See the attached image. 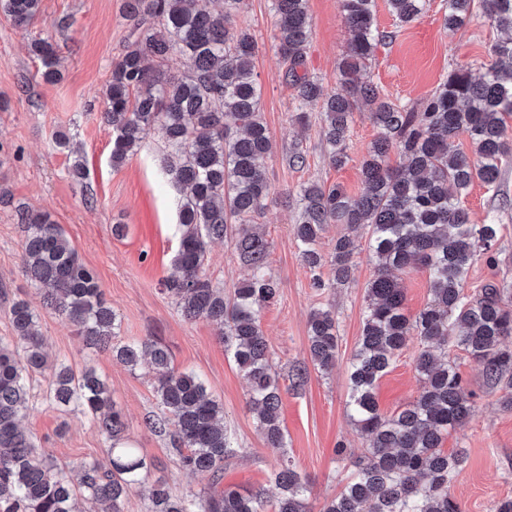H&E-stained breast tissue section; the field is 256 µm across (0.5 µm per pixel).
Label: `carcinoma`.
<instances>
[{"instance_id":"cac0c4a2","label":"carcinoma","mask_w":512,"mask_h":512,"mask_svg":"<svg viewBox=\"0 0 512 512\" xmlns=\"http://www.w3.org/2000/svg\"><path fill=\"white\" fill-rule=\"evenodd\" d=\"M244 0H126L127 17L139 36L112 68L102 93L101 122L112 130V165L120 166L153 131L164 139V169L187 190L178 204L177 274L163 291L188 321L221 327L224 353L243 372L249 405L266 444L276 453L272 479L279 489L272 505L262 495L224 485V460L235 453L224 427V410L203 380L172 366L156 339L113 342L118 328L95 272L83 264L57 224L43 212L23 210L22 270L44 306L75 327L84 341L108 351L134 370L148 362L157 374L154 391L161 416L147 420L169 437V454L181 469L209 473L211 484L189 495L171 494L151 481L153 463L124 437L126 424L113 408L107 383L94 370L75 374L63 362H49L36 329L33 303L11 306L13 335L0 336V512H81L78 500L101 502L107 512H124L133 490L146 492L149 512H313L309 479L287 453L281 425L282 397L261 312L278 295L267 272L269 243L252 226L271 189L261 160L272 142L260 112L261 85L252 60L257 43L246 30L229 27ZM429 0H387L402 24L424 13ZM474 0H446L450 27L464 24ZM488 23L505 34L491 47L493 62L478 78L455 68L418 106L390 99L360 72L380 43L374 0H341L350 32L348 51L337 66L336 90L326 93L299 69L311 32L308 0H272L275 41L295 88L297 119L307 105L322 103L321 132L331 164L348 159L354 113L367 108L379 137L361 164V188L351 195L341 185L304 186L295 238L311 273L312 287L334 288L349 279L362 252L357 230L369 227V282L359 345L348 365L347 411L368 440L365 456L320 512H459L449 486L466 466L463 448L443 450L448 432L475 416L464 381L445 356L453 343L465 351L494 386L512 391V286L491 283L476 298L462 293L474 257L494 263L499 224L472 222L462 199L475 181L495 188L503 165L512 159V0H481ZM0 9L26 31L40 15V0H0ZM42 76H59L58 58L44 39L31 43ZM178 57L188 74L168 73ZM464 136L473 148H456ZM396 152L406 164L391 165ZM344 224L330 259L319 244L325 226ZM232 237L248 277L224 296V286L206 273L209 244ZM331 263L333 278L322 268ZM417 267L428 276L429 298L415 315L405 310L397 273ZM419 340L415 371L421 392L392 415L380 411L376 392L395 357L411 339ZM338 330L329 310L309 320L311 363L321 370L336 362ZM50 369L46 403L56 409L91 412L109 441L110 466L85 462L79 481L47 450L38 448L20 426L31 403L33 377Z\"/></svg>"}]
</instances>
